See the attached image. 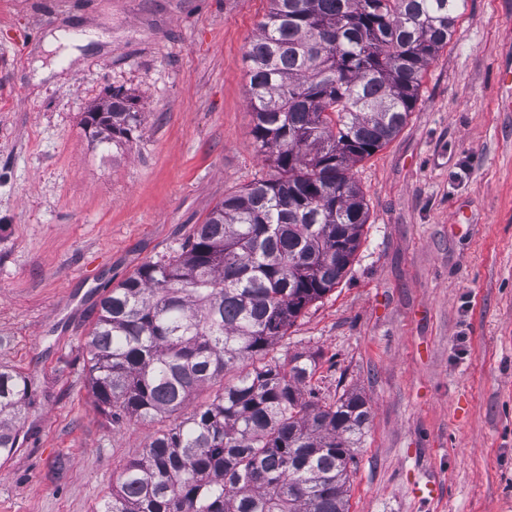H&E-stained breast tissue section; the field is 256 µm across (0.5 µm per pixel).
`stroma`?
Listing matches in <instances>:
<instances>
[{
    "label": "stroma",
    "instance_id": "35a3bbf8",
    "mask_svg": "<svg viewBox=\"0 0 512 512\" xmlns=\"http://www.w3.org/2000/svg\"><path fill=\"white\" fill-rule=\"evenodd\" d=\"M268 0H0V368L27 376L0 512H99L168 420L102 415L99 301L180 251L225 195L275 176L252 135L248 44ZM79 42L71 58L49 34ZM51 79L35 81L36 62ZM512 0H465L419 100L350 168L368 211L340 283L274 355L372 416L349 512H512ZM139 126L97 146L112 90ZM437 496L418 500L415 484Z\"/></svg>",
    "mask_w": 512,
    "mask_h": 512
}]
</instances>
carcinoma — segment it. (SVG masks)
Returning a JSON list of instances; mask_svg holds the SVG:
<instances>
[{"mask_svg": "<svg viewBox=\"0 0 512 512\" xmlns=\"http://www.w3.org/2000/svg\"><path fill=\"white\" fill-rule=\"evenodd\" d=\"M460 2L269 0L247 52L249 106L277 175L224 197L180 253L111 288L88 333L102 414L176 416L101 512H349L371 406L356 393L321 402L302 390L314 360L270 352L354 260L368 213L350 166L404 126ZM87 123L120 149L138 113L114 91ZM28 397L26 378L1 368L0 455L19 444Z\"/></svg>", "mask_w": 512, "mask_h": 512, "instance_id": "cac0c4a2", "label": "carcinoma"}]
</instances>
